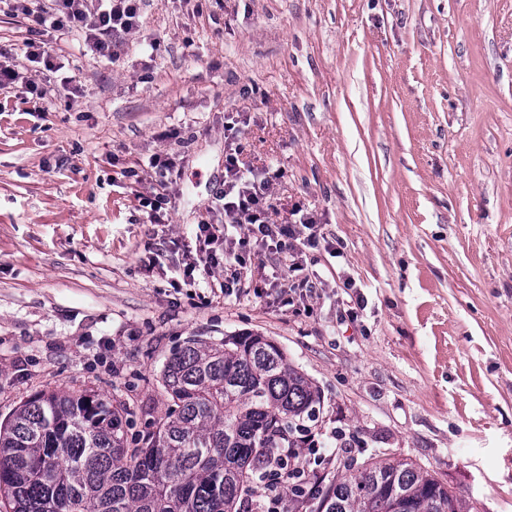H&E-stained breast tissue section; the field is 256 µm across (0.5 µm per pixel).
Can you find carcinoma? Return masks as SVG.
<instances>
[{
	"label": "carcinoma",
	"instance_id": "1",
	"mask_svg": "<svg viewBox=\"0 0 512 512\" xmlns=\"http://www.w3.org/2000/svg\"><path fill=\"white\" fill-rule=\"evenodd\" d=\"M165 409L128 441L130 403L40 392L0 422L9 512H248L279 448L318 419L320 394L271 338L190 339L162 373ZM315 512H469L438 478L385 458L336 478Z\"/></svg>",
	"mask_w": 512,
	"mask_h": 512
}]
</instances>
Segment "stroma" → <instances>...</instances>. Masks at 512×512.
<instances>
[{
    "label": "stroma",
    "mask_w": 512,
    "mask_h": 512,
    "mask_svg": "<svg viewBox=\"0 0 512 512\" xmlns=\"http://www.w3.org/2000/svg\"><path fill=\"white\" fill-rule=\"evenodd\" d=\"M32 26L0 10V63L54 92L38 112L0 89V420L92 389L144 431L173 350L253 332L320 390L317 439L345 436L321 475L404 458L512 512V0H143L118 58L52 33L45 64ZM233 141L245 176L279 172L281 215L316 219L293 305L286 253L230 295L223 268L184 275ZM156 154L177 164L160 224Z\"/></svg>",
    "instance_id": "1"
}]
</instances>
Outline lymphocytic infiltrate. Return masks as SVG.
Segmentation results:
<instances>
[{
  "mask_svg": "<svg viewBox=\"0 0 512 512\" xmlns=\"http://www.w3.org/2000/svg\"><path fill=\"white\" fill-rule=\"evenodd\" d=\"M142 0H14L15 13L32 19L36 33L57 32L69 34L81 32L87 46L99 55L110 49L108 38L119 33H130L140 23ZM241 148L226 153L224 160V221L199 224L197 239L199 247L192 261L187 263L186 275L194 272L211 274L220 260H232L244 265L243 256L250 240L259 244L274 242L276 248L288 249L300 254L303 247L314 245L316 236L313 221L305 224L277 222L272 218L270 196L273 180H248L240 170ZM229 224H244L248 227L249 239L239 242L227 240L225 227ZM223 244V253H216L215 244Z\"/></svg>",
  "mask_w": 512,
  "mask_h": 512,
  "instance_id": "1",
  "label": "lymphocytic infiltrate"
}]
</instances>
